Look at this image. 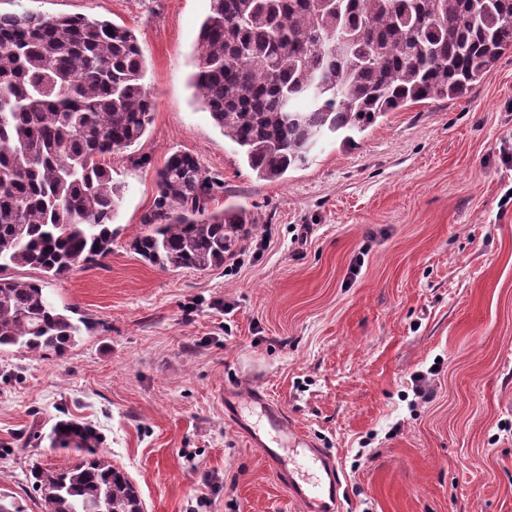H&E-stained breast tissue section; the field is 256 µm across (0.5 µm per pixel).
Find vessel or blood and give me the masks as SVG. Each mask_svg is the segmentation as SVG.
I'll return each instance as SVG.
<instances>
[{
    "label": "vessel or blood",
    "mask_w": 512,
    "mask_h": 512,
    "mask_svg": "<svg viewBox=\"0 0 512 512\" xmlns=\"http://www.w3.org/2000/svg\"><path fill=\"white\" fill-rule=\"evenodd\" d=\"M224 412L239 424L250 444L286 482L305 512H340L342 482L333 457L317 448L312 436L289 422L285 413L259 390L225 389Z\"/></svg>",
    "instance_id": "obj_1"
}]
</instances>
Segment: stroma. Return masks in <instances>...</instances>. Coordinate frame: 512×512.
I'll use <instances>...</instances> for the list:
<instances>
[{
    "instance_id": "obj_1",
    "label": "stroma",
    "mask_w": 512,
    "mask_h": 512,
    "mask_svg": "<svg viewBox=\"0 0 512 512\" xmlns=\"http://www.w3.org/2000/svg\"><path fill=\"white\" fill-rule=\"evenodd\" d=\"M210 0H0V14L134 29L155 103L114 154L111 253L51 280L91 330L64 355L0 352V489L45 512L32 466L55 423L99 434L144 512H304L224 413L264 390L333 455L342 512H512V53L462 97L387 113L353 144L259 179L189 84ZM196 157L208 208L255 219L257 253L167 270L132 248L157 171Z\"/></svg>"
}]
</instances>
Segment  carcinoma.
<instances>
[{
    "label": "carcinoma",
    "mask_w": 512,
    "mask_h": 512,
    "mask_svg": "<svg viewBox=\"0 0 512 512\" xmlns=\"http://www.w3.org/2000/svg\"><path fill=\"white\" fill-rule=\"evenodd\" d=\"M512 52V0H210L192 86L224 138L262 180L307 165L329 134L351 142L407 105L457 98ZM134 30L84 16L0 15V350L63 355L91 329L59 308L45 280L112 251L123 188L111 156L136 144L154 103ZM146 261L204 271L251 235L246 210H208L216 182L175 153L157 172ZM55 448L77 460L31 471L49 512H144L100 436L68 420ZM0 491V512H25Z\"/></svg>",
    "instance_id": "cac0c4a2"
}]
</instances>
